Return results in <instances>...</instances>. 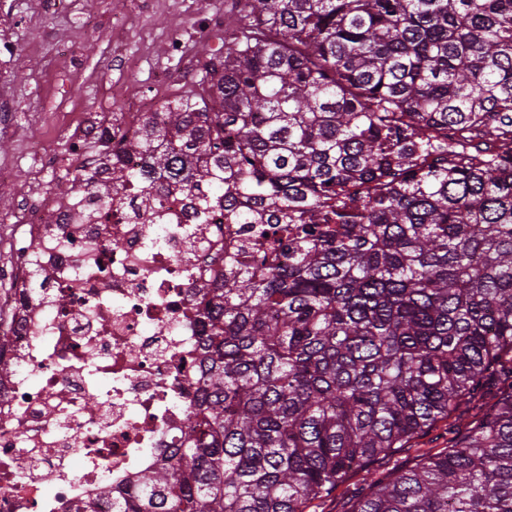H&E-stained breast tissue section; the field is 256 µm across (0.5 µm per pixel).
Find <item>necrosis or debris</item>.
I'll list each match as a JSON object with an SVG mask.
<instances>
[{
    "mask_svg": "<svg viewBox=\"0 0 512 512\" xmlns=\"http://www.w3.org/2000/svg\"><path fill=\"white\" fill-rule=\"evenodd\" d=\"M0 223L27 227L25 276L0 290L13 338L0 356V512H112L102 485L125 489L182 445L208 330L193 289L223 284L249 227L218 207L198 219L179 188L148 218L85 190L23 197Z\"/></svg>",
    "mask_w": 512,
    "mask_h": 512,
    "instance_id": "obj_1",
    "label": "necrosis or debris"
}]
</instances>
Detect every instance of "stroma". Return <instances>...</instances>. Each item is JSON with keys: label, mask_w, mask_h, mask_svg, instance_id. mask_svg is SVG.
<instances>
[{"label": "stroma", "mask_w": 512, "mask_h": 512, "mask_svg": "<svg viewBox=\"0 0 512 512\" xmlns=\"http://www.w3.org/2000/svg\"><path fill=\"white\" fill-rule=\"evenodd\" d=\"M236 14L233 0H60L55 9L40 0H0V39L16 51L0 67L7 87L0 101V163L11 164L12 179L0 182L11 208L20 204V184L40 170V191L54 194L60 171L42 168L34 149L45 143L62 150L64 138L78 134L86 114L111 117L127 100L156 91L173 100L197 90L208 58L224 49V26ZM210 17L200 32V16ZM184 45L182 58L172 57L170 43ZM81 51L77 76L61 66L62 46ZM448 439L447 420L412 447L374 461L381 472L436 452Z\"/></svg>", "instance_id": "35a3bbf8"}]
</instances>
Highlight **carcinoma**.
I'll use <instances>...</instances> for the list:
<instances>
[{
    "instance_id": "cac0c4a2",
    "label": "carcinoma",
    "mask_w": 512,
    "mask_h": 512,
    "mask_svg": "<svg viewBox=\"0 0 512 512\" xmlns=\"http://www.w3.org/2000/svg\"><path fill=\"white\" fill-rule=\"evenodd\" d=\"M201 92L99 142L139 198L252 233L202 283L200 401L112 512H305L463 403L448 446L348 512H512V0H234ZM137 157L135 169L123 163ZM274 259L260 268L254 251Z\"/></svg>"
}]
</instances>
